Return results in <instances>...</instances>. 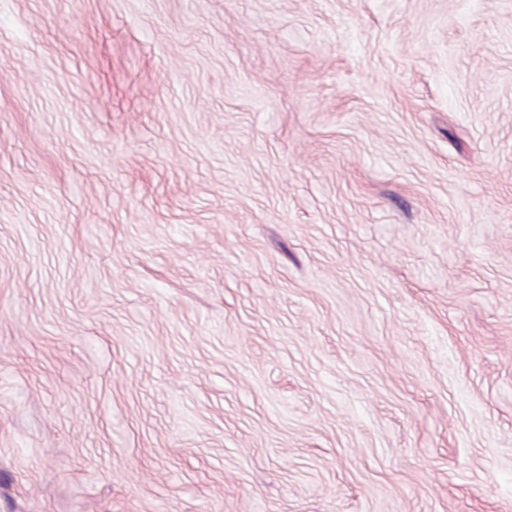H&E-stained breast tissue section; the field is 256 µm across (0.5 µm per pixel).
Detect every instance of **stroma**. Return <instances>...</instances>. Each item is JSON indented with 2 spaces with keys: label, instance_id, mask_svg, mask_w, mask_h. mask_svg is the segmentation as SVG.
<instances>
[{
  "label": "stroma",
  "instance_id": "obj_1",
  "mask_svg": "<svg viewBox=\"0 0 512 512\" xmlns=\"http://www.w3.org/2000/svg\"><path fill=\"white\" fill-rule=\"evenodd\" d=\"M0 512H512V0H0Z\"/></svg>",
  "mask_w": 512,
  "mask_h": 512
}]
</instances>
